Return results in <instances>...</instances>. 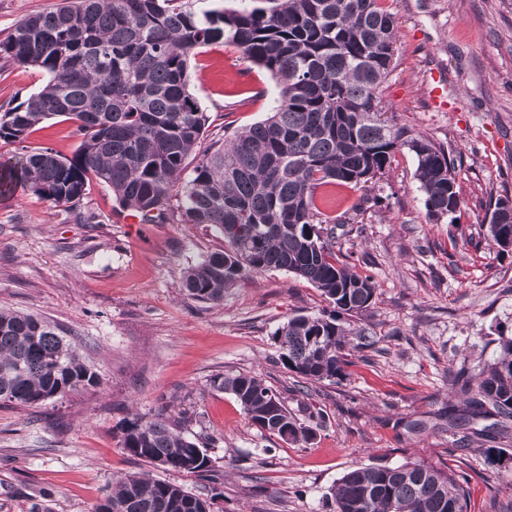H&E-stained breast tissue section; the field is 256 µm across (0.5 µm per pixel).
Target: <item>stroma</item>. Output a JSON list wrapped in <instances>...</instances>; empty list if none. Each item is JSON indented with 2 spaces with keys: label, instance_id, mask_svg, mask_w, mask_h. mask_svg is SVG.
<instances>
[{
  "label": "stroma",
  "instance_id": "obj_1",
  "mask_svg": "<svg viewBox=\"0 0 512 512\" xmlns=\"http://www.w3.org/2000/svg\"><path fill=\"white\" fill-rule=\"evenodd\" d=\"M396 12L393 69L380 88L386 118L449 150L463 194L459 208L428 220L413 153L397 152L362 191L380 207L361 217L353 264L377 283L362 316L375 346L349 349L339 381H301L278 360L275 331L326 308L306 280L270 269L239 282L211 305L187 299L184 270L223 249L217 232L190 224H140L110 188L94 183L70 207L16 190L0 198V307L48 319L66 331L101 384L38 405L0 404V512H93L120 476L154 478L215 497L217 512H323L325 496L360 465L423 460L463 476L468 512H512V462L488 459V438L450 427L411 434L405 421L457 404L448 369L493 362L512 337V251L481 224L486 189L512 197V0H386ZM189 89L213 137L264 120L279 88L269 71L234 45L189 56ZM38 67L0 58V113L39 91ZM445 105L430 106L432 85ZM70 122L52 117L28 148L72 155ZM252 372L285 394L301 421L326 419L316 437L289 444L259 431L233 395L216 390L224 373ZM179 421L218 471L216 482L146 468L124 450L121 428L134 414Z\"/></svg>",
  "mask_w": 512,
  "mask_h": 512
}]
</instances>
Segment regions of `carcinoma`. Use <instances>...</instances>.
<instances>
[{"instance_id":"obj_1","label":"carcinoma","mask_w":512,"mask_h":512,"mask_svg":"<svg viewBox=\"0 0 512 512\" xmlns=\"http://www.w3.org/2000/svg\"><path fill=\"white\" fill-rule=\"evenodd\" d=\"M251 10L195 12L189 0H62L21 20L0 53L47 75L40 91L0 114V140L22 145L0 169V196L22 187L72 207L96 181L141 224L214 228L224 249L183 272L191 300L220 304L226 290L252 273L283 269L313 284L333 309L297 315L274 333L283 367L309 382L340 380L350 337L342 315L361 316L376 284L347 263L336 227L377 204L361 196L344 208L331 187L365 185L403 148L417 159L415 176L429 219L455 212L461 187L444 147L383 119L378 91L394 61L398 19L381 0H265ZM232 43L280 86L271 115L224 142L200 150L208 116L188 89L187 56ZM59 116L80 138L72 156L24 146L30 130ZM202 157L190 175L186 160ZM177 197V204L171 198ZM508 197L489 195L487 236L501 250L512 240ZM340 208L336 216L328 210ZM99 385L97 373L54 323L0 307V403L33 406L56 392ZM462 405L435 420L407 424L420 433L471 425L503 440L512 432V338L500 357L474 371L448 370ZM252 425L285 442L308 443L314 428L288 410L286 398L253 373L215 377ZM123 448L155 467L209 477L213 464L160 415H134ZM214 498L160 481L143 470L115 483L94 512H213ZM329 512H467L460 476L423 462L365 465L346 472L326 496Z\"/></svg>"}]
</instances>
